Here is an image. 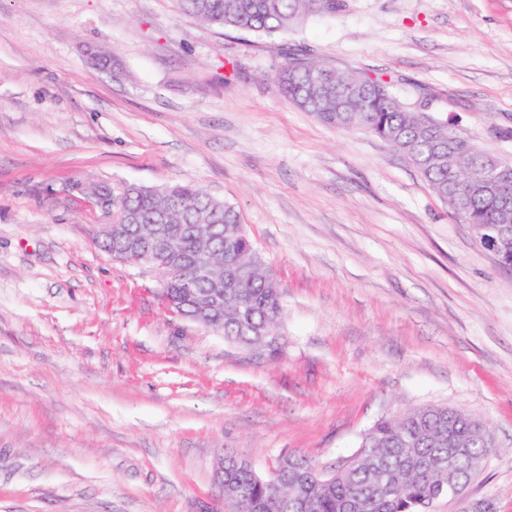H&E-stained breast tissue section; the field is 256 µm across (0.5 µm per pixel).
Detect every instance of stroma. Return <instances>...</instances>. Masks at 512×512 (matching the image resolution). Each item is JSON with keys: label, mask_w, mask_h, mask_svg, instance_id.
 Wrapping results in <instances>:
<instances>
[{"label": "stroma", "mask_w": 512, "mask_h": 512, "mask_svg": "<svg viewBox=\"0 0 512 512\" xmlns=\"http://www.w3.org/2000/svg\"><path fill=\"white\" fill-rule=\"evenodd\" d=\"M291 54L512 162V0H349L272 37L178 0H0V512H224L225 454L330 470L429 406L494 441L431 512H512V270L390 144L285 97ZM90 182L231 204L276 352L171 316L98 248Z\"/></svg>", "instance_id": "1"}]
</instances>
